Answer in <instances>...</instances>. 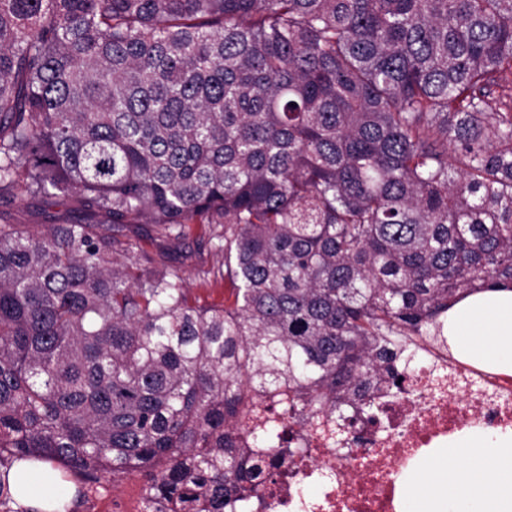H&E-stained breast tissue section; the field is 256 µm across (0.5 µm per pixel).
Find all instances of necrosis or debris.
I'll return each instance as SVG.
<instances>
[{"label": "necrosis or debris", "mask_w": 512, "mask_h": 512, "mask_svg": "<svg viewBox=\"0 0 512 512\" xmlns=\"http://www.w3.org/2000/svg\"><path fill=\"white\" fill-rule=\"evenodd\" d=\"M422 350L428 361L406 394L375 393L377 423H329L291 465L265 458L264 512H396L401 479L460 433L512 430L511 375L477 369L428 344ZM339 433L356 450L353 464H345L331 444ZM312 486L317 495L303 499V489Z\"/></svg>", "instance_id": "obj_1"}]
</instances>
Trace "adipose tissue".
<instances>
[{
    "label": "adipose tissue",
    "mask_w": 512,
    "mask_h": 512,
    "mask_svg": "<svg viewBox=\"0 0 512 512\" xmlns=\"http://www.w3.org/2000/svg\"><path fill=\"white\" fill-rule=\"evenodd\" d=\"M453 357L512 374V290L477 291L457 301L444 318ZM447 461L427 463L406 480L396 512H512V431H475L452 445ZM15 498L30 512H61L65 500L51 463L21 461L8 475Z\"/></svg>",
    "instance_id": "obj_1"
}]
</instances>
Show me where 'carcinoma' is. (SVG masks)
Here are the masks:
<instances>
[{
  "label": "carcinoma",
  "instance_id": "carcinoma-1",
  "mask_svg": "<svg viewBox=\"0 0 512 512\" xmlns=\"http://www.w3.org/2000/svg\"><path fill=\"white\" fill-rule=\"evenodd\" d=\"M510 75L512 0H0V196L75 213L0 224V468L263 504L259 455L512 288ZM141 224L208 225L228 303Z\"/></svg>",
  "mask_w": 512,
  "mask_h": 512
}]
</instances>
